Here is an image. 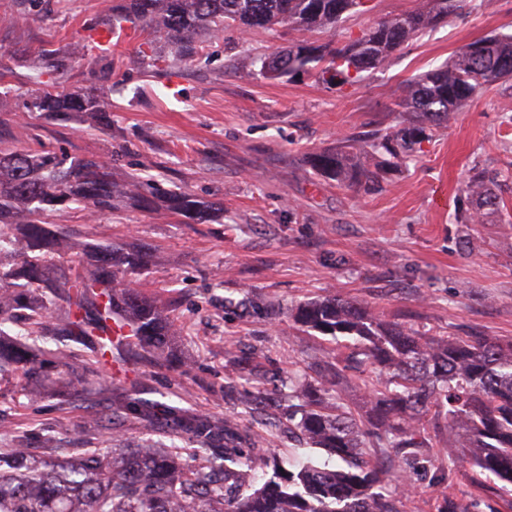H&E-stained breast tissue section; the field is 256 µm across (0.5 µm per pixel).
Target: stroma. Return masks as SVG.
<instances>
[{
    "label": "stroma",
    "mask_w": 512,
    "mask_h": 512,
    "mask_svg": "<svg viewBox=\"0 0 512 512\" xmlns=\"http://www.w3.org/2000/svg\"><path fill=\"white\" fill-rule=\"evenodd\" d=\"M117 0H0V141L94 156L121 182L134 172L144 191L181 190L210 205L208 220L124 205L94 212L73 204L46 215L82 243L148 244L157 262L132 276L168 305L178 330V368L151 365L136 344L111 362L74 346L77 369L95 365L113 386L143 398L178 394L182 405L236 418L270 440L278 460L301 463L318 449L290 437L288 398L275 379H317V363L349 356L344 344L294 325L299 302L330 292L429 336L477 334L512 341V181L490 223L471 224L468 176L512 162V80L469 102L416 157L379 187L356 194L305 166L306 153L350 134L385 130L403 81L445 63L476 39L512 33V0H469L462 13L413 37L402 54L339 91L314 78L268 80L254 56L290 40L345 41L423 0H370L334 28L305 33L225 29L188 60L140 23H124L111 46L88 37L111 25ZM68 56L65 89H96L107 127L81 112H32L30 80L42 53ZM252 380L248 396L225 394L229 369ZM21 378L0 376V427L53 431L64 447L91 452L104 437L87 425L90 403H30ZM430 450L400 483L399 512H512V491L466 466L449 468L448 442L426 428Z\"/></svg>",
    "instance_id": "1"
}]
</instances>
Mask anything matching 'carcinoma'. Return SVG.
I'll return each instance as SVG.
<instances>
[{"instance_id":"cac0c4a2","label":"carcinoma","mask_w":512,"mask_h":512,"mask_svg":"<svg viewBox=\"0 0 512 512\" xmlns=\"http://www.w3.org/2000/svg\"><path fill=\"white\" fill-rule=\"evenodd\" d=\"M360 2L120 0L112 8V28L137 20L189 58L202 34L216 37L226 27L243 33L277 26L311 31L336 25ZM464 3L429 0L426 8L381 21L342 44L294 41L271 57L255 59L256 74L270 80L307 75L340 91L385 65L413 36L437 27ZM479 42L485 54L476 57L469 48ZM472 44L405 82L402 111L385 132L367 141L347 136L334 149L307 154L305 162L315 174L357 194L381 183L460 107L512 79V34ZM61 71L62 64L46 57L31 81L55 84ZM28 109L109 117L99 95L88 91L46 89ZM369 150L382 155L372 169L357 161ZM497 181L480 174L469 179L467 194L477 202L469 223H484L485 209L499 207L491 188ZM140 184L134 174L122 184L114 182L109 165L95 157L0 149V239L19 245L11 262H0V376L21 372V391L31 401L50 395L63 403L104 401L107 414L91 428L107 440L117 426L137 419L172 440H192L204 464L186 468L173 443L142 440L98 453L69 448L62 455L50 434L38 437L35 448L23 438L0 452V512H398L395 498L386 492L391 467H412L424 455L428 444L421 433L432 407L434 427L448 435L452 448L449 464L464 463L512 485V342L423 336L337 294L298 304L294 320L336 343L346 341L363 358L336 360L316 382L302 375L282 382L288 388L289 428L322 450L321 456L290 469L271 460L261 435L238 422L145 400L104 379L78 380L72 352L47 347L48 338L88 347L99 360L131 339L156 366L167 367L175 359V331L165 307L127 280L153 264L154 255L134 243L85 246L43 221L45 213L69 204L107 210L116 198L143 210L207 218L209 206L190 194L148 197L139 192ZM76 251L91 253L93 263L88 277L71 280L58 274L55 258ZM363 367L383 379L369 391L364 421L345 410L341 398L349 373ZM368 446L392 449L391 466L369 458Z\"/></svg>"}]
</instances>
